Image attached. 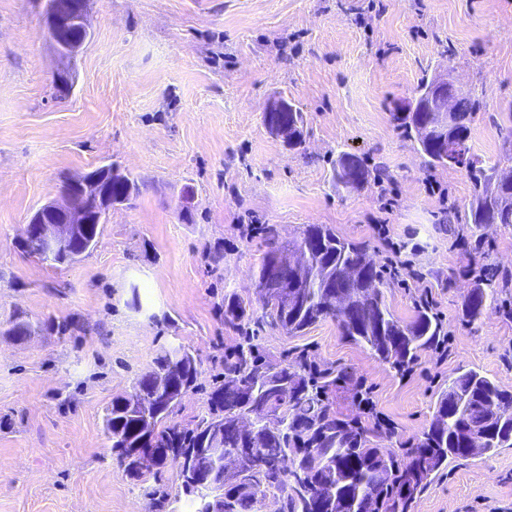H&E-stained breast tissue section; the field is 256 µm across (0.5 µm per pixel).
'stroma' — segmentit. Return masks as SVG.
<instances>
[{
	"label": "stroma",
	"mask_w": 512,
	"mask_h": 512,
	"mask_svg": "<svg viewBox=\"0 0 512 512\" xmlns=\"http://www.w3.org/2000/svg\"><path fill=\"white\" fill-rule=\"evenodd\" d=\"M45 3L0 0V322L34 327L22 340L0 334V512H161L111 457L105 409L180 344L200 374L171 421L204 414L241 340L224 298L252 299L266 251L251 224L288 239L328 224L379 261L387 242L405 244L421 279L385 277V300L407 322L430 291L448 332L398 377L333 320L301 336L265 327L255 342L273 363L303 351L351 373L408 443L458 370L512 390V288L477 326L461 318L480 272H512V226L466 223L465 169H427L390 120L421 78L449 73L484 103L471 156L512 170V0H91L92 36L64 98ZM282 97L306 115L305 153L264 125ZM343 151L385 166L389 183L336 182ZM109 162L140 193L112 210L95 248L59 268L23 253L25 225L58 199L61 176ZM50 318L70 330L45 327ZM414 512H512V448L449 462Z\"/></svg>",
	"instance_id": "1"
}]
</instances>
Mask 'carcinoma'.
Segmentation results:
<instances>
[{
  "label": "carcinoma",
  "mask_w": 512,
  "mask_h": 512,
  "mask_svg": "<svg viewBox=\"0 0 512 512\" xmlns=\"http://www.w3.org/2000/svg\"><path fill=\"white\" fill-rule=\"evenodd\" d=\"M448 131L432 138H446L434 148L422 136L418 113L413 108L394 112L396 128L420 146L427 168L463 167L474 182L469 206L472 224H512V178L496 179L476 165L467 142L471 124L483 109V101L470 91L452 98ZM339 182L359 187L369 180L387 177L378 165L368 168L360 159L341 153L334 166ZM117 197L139 193L138 182L118 173L105 185ZM110 210L98 213L97 223L78 247L90 251L98 243L100 225ZM267 251L255 278L269 280L267 270L277 252L306 246L314 252L317 268L294 300L285 308L262 302V320L292 336H301L321 320L336 321L340 336L367 348L397 374L408 370L423 350L433 348L445 335L444 324L433 308L422 304L415 318L405 323L385 303L380 285L383 270L364 242L343 238L327 224L303 226L297 243L279 241L275 225L263 227ZM29 256L54 265L71 260L49 253L30 236L20 241ZM508 279L494 288L476 286L465 297L463 320L476 325L487 304L498 301ZM253 316L247 304L233 295L224 296V321L242 333V341L224 355L223 380L208 396V412L189 427L168 423L178 403L158 405L153 399L157 378L172 382L175 393L196 387L199 369L193 354L174 348L154 359V366L137 378L133 391L112 399L106 408L104 430L111 455L122 459L150 450L157 456L158 476L170 458L181 460L183 493L195 505L194 512H257L260 498L279 495L281 512H359L370 501L372 512H413L415 502L448 461L465 459L472 433L482 437L480 454L512 448V391L502 388L474 369L454 378L437 400L423 438L408 448H382L379 442L395 437L393 427L375 420L365 425L338 416L330 402L346 372L333 367L319 369L301 352L291 364L274 374L246 325ZM182 363H177V354ZM285 402L279 423H267L268 411ZM251 446L263 464L248 466L252 473L233 479L219 466V451L236 456ZM296 476L293 481L290 476Z\"/></svg>",
  "instance_id": "cac0c4a2"
}]
</instances>
